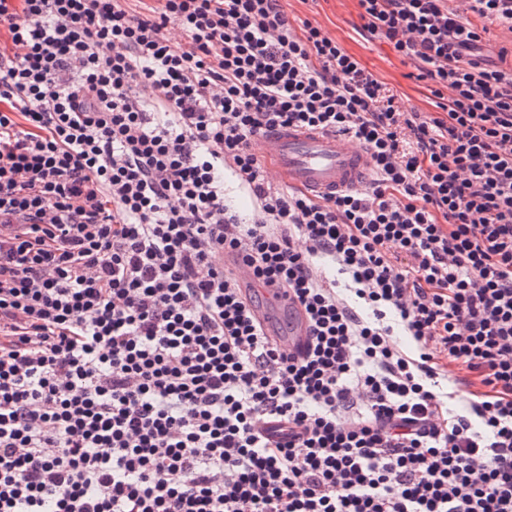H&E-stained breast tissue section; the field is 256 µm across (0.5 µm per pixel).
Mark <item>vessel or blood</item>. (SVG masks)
<instances>
[{
	"instance_id": "obj_1",
	"label": "vessel or blood",
	"mask_w": 512,
	"mask_h": 512,
	"mask_svg": "<svg viewBox=\"0 0 512 512\" xmlns=\"http://www.w3.org/2000/svg\"><path fill=\"white\" fill-rule=\"evenodd\" d=\"M257 152L267 170L290 187L324 196L341 190L359 189L372 180L367 153L345 136L297 128L264 132ZM259 305L254 317L290 351L303 348L308 322L291 295L276 286L258 289Z\"/></svg>"
}]
</instances>
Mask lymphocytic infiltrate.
Here are the masks:
<instances>
[{"instance_id": "obj_1", "label": "lymphocytic infiltrate", "mask_w": 512, "mask_h": 512, "mask_svg": "<svg viewBox=\"0 0 512 512\" xmlns=\"http://www.w3.org/2000/svg\"><path fill=\"white\" fill-rule=\"evenodd\" d=\"M159 2L0 0V512H512V0H358L433 112L280 0ZM292 125L372 184H272ZM489 32L485 35L483 54L491 60L497 61V55L502 48L512 49V33L505 27L490 25ZM255 291L260 303L252 307L254 317L276 334L279 343L288 350L295 352L303 348L308 336V322L292 296L273 285L256 287Z\"/></svg>"}]
</instances>
